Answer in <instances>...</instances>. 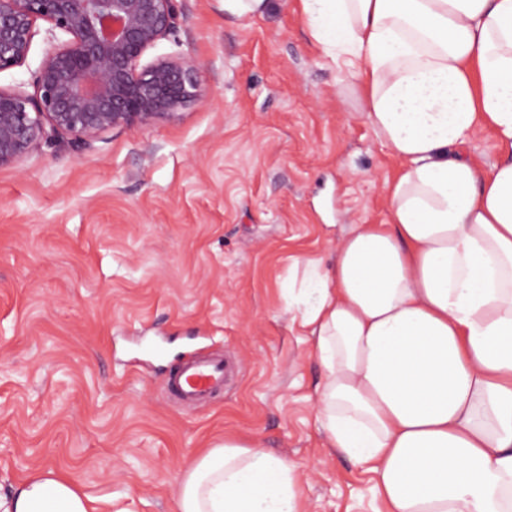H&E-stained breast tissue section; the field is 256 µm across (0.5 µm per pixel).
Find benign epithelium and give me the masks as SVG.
I'll use <instances>...</instances> for the list:
<instances>
[{"instance_id":"1","label":"benign epithelium","mask_w":512,"mask_h":512,"mask_svg":"<svg viewBox=\"0 0 512 512\" xmlns=\"http://www.w3.org/2000/svg\"><path fill=\"white\" fill-rule=\"evenodd\" d=\"M53 41L34 93L0 87V167L49 137L84 143L116 127L172 119L199 95L187 55L140 65L174 28L175 0H0V72L25 64L36 23ZM68 40L57 41V34Z\"/></svg>"}]
</instances>
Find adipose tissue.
<instances>
[{
    "label": "adipose tissue",
    "mask_w": 512,
    "mask_h": 512,
    "mask_svg": "<svg viewBox=\"0 0 512 512\" xmlns=\"http://www.w3.org/2000/svg\"><path fill=\"white\" fill-rule=\"evenodd\" d=\"M401 161L389 221L303 262L287 307L310 336L326 447L370 473L385 512H512V0H299ZM491 128L490 168L464 149ZM294 465L228 439L196 459L178 512H300ZM0 512H91L36 472Z\"/></svg>",
    "instance_id": "1"
}]
</instances>
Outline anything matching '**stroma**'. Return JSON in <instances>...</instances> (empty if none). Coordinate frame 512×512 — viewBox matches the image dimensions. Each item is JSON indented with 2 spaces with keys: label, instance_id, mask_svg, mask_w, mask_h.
Here are the masks:
<instances>
[{
  "label": "stroma",
  "instance_id": "1",
  "mask_svg": "<svg viewBox=\"0 0 512 512\" xmlns=\"http://www.w3.org/2000/svg\"><path fill=\"white\" fill-rule=\"evenodd\" d=\"M176 7L142 61L191 56V106L0 168V484L53 470L96 512H177L187 465L237 438L296 466L306 512H381L369 474L324 446L320 370L283 290L296 259L331 260L350 225L388 222L399 164L297 0L255 17ZM37 28L1 87L32 91L50 48ZM217 351L221 396L167 397L189 354Z\"/></svg>",
  "mask_w": 512,
  "mask_h": 512
}]
</instances>
